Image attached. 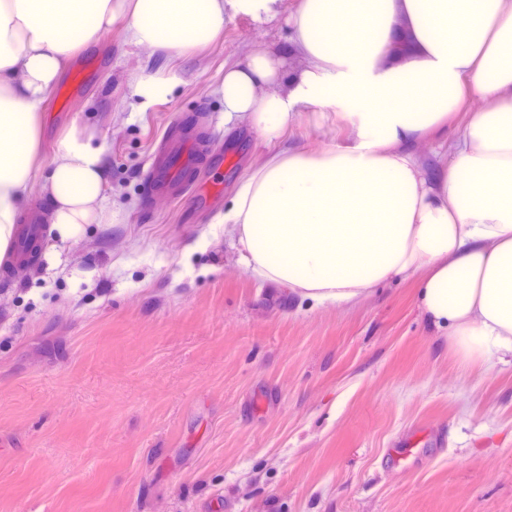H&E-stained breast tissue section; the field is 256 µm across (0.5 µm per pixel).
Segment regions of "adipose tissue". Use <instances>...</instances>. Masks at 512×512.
Returning a JSON list of instances; mask_svg holds the SVG:
<instances>
[{
    "label": "adipose tissue",
    "instance_id": "obj_1",
    "mask_svg": "<svg viewBox=\"0 0 512 512\" xmlns=\"http://www.w3.org/2000/svg\"><path fill=\"white\" fill-rule=\"evenodd\" d=\"M0 0V259L34 194L60 240L111 222L102 148L70 126L40 162L44 107L72 59L116 23L175 60L225 22L284 17L288 45L225 67L224 121L267 139L308 120L337 137L281 149L220 218L254 278L348 307L418 278L417 305L460 361L512 367V0ZM407 32L409 57L391 52ZM482 99L464 111L468 90ZM462 130L440 141L455 116ZM435 138L440 179L413 149Z\"/></svg>",
    "mask_w": 512,
    "mask_h": 512
}]
</instances>
